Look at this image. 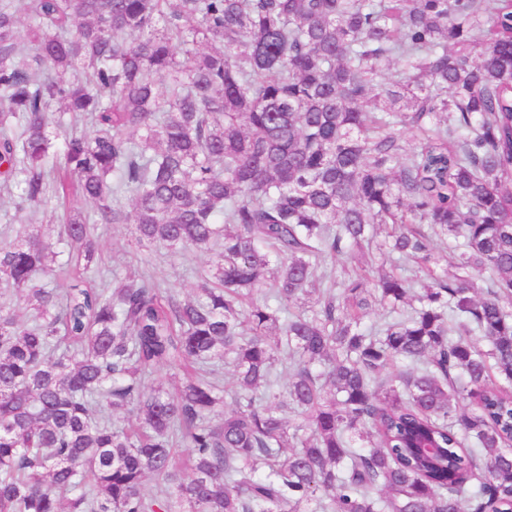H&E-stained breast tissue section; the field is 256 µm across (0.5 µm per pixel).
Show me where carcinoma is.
<instances>
[{"instance_id":"cac0c4a2","label":"carcinoma","mask_w":512,"mask_h":512,"mask_svg":"<svg viewBox=\"0 0 512 512\" xmlns=\"http://www.w3.org/2000/svg\"><path fill=\"white\" fill-rule=\"evenodd\" d=\"M15 187L97 212L0 246V512H512V0H0ZM101 224L198 295L40 283Z\"/></svg>"}]
</instances>
